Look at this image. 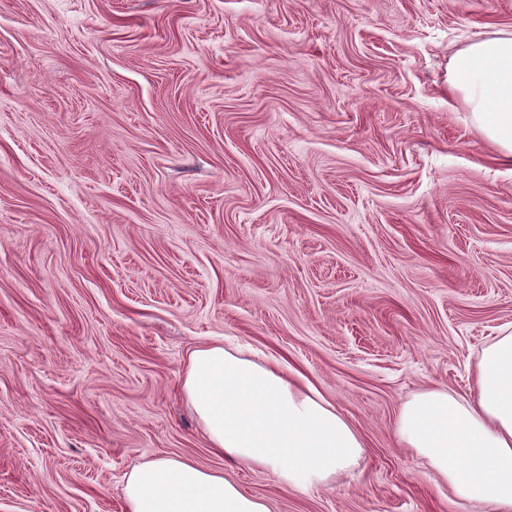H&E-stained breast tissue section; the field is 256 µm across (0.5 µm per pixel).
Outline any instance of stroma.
Wrapping results in <instances>:
<instances>
[{
    "label": "stroma",
    "mask_w": 512,
    "mask_h": 512,
    "mask_svg": "<svg viewBox=\"0 0 512 512\" xmlns=\"http://www.w3.org/2000/svg\"><path fill=\"white\" fill-rule=\"evenodd\" d=\"M512 0H0V512H126L157 457L270 512H467L404 448L512 325V162L448 88ZM262 352L366 450L225 469L190 354Z\"/></svg>",
    "instance_id": "1"
}]
</instances>
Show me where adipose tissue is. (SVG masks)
Wrapping results in <instances>:
<instances>
[{
    "label": "adipose tissue",
    "mask_w": 512,
    "mask_h": 512,
    "mask_svg": "<svg viewBox=\"0 0 512 512\" xmlns=\"http://www.w3.org/2000/svg\"><path fill=\"white\" fill-rule=\"evenodd\" d=\"M473 124L512 158V32L458 52L449 81ZM184 389L210 448L231 465L270 470L289 489L328 483L364 452L358 433L311 386L223 346L194 350ZM471 512H512V328L485 346L468 397L426 390L397 423ZM127 512H269L223 472L183 458L141 463L125 486Z\"/></svg>",
    "instance_id": "1"
}]
</instances>
